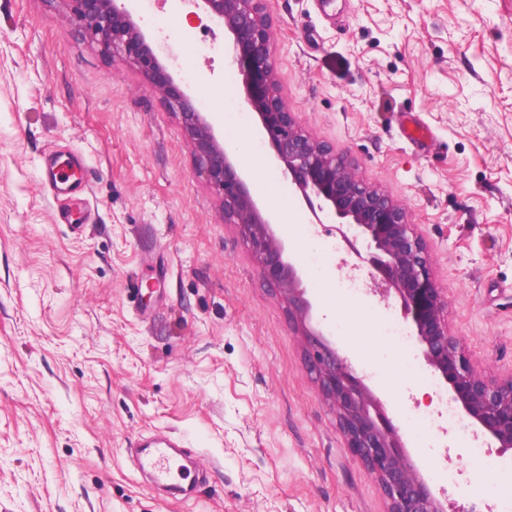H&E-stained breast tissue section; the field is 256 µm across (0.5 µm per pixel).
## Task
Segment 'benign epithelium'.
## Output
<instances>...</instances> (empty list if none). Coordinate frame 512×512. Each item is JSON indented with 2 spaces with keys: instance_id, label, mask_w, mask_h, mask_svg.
Instances as JSON below:
<instances>
[{
  "instance_id": "7a95c632",
  "label": "benign epithelium",
  "mask_w": 512,
  "mask_h": 512,
  "mask_svg": "<svg viewBox=\"0 0 512 512\" xmlns=\"http://www.w3.org/2000/svg\"><path fill=\"white\" fill-rule=\"evenodd\" d=\"M73 20L107 51L123 53L179 115L184 136L221 201L224 223L250 243L261 276L287 303L288 326L301 337L307 366L336 415L346 448L379 483L386 512H445L410 462L400 429L382 416L379 400L356 375L350 357L311 326L312 304L300 268L274 230L276 212L261 202L254 176L240 165L212 113L197 107L173 63L141 25L138 0H63ZM196 11L224 29V63L240 79V101L252 114L288 189L313 210L356 231L365 260L400 302L402 318L425 365L450 391L472 432L512 451V376L478 372L448 326V296L430 271L426 242L405 208L387 191L365 182L352 161L304 132L288 110L272 55L273 23L265 0H191Z\"/></svg>"
}]
</instances>
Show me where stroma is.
I'll use <instances>...</instances> for the list:
<instances>
[{
  "instance_id": "obj_1",
  "label": "stroma",
  "mask_w": 512,
  "mask_h": 512,
  "mask_svg": "<svg viewBox=\"0 0 512 512\" xmlns=\"http://www.w3.org/2000/svg\"><path fill=\"white\" fill-rule=\"evenodd\" d=\"M282 94L302 128L393 194L430 248L450 329L488 375L512 374V0H266ZM154 32L198 105L224 120V31L158 0ZM206 41V52L195 51ZM412 115L428 146L402 134ZM86 183L56 192L48 163ZM278 224L315 321L350 355L446 512L512 482L474 462L464 421L422 431L432 398L414 346L345 226ZM334 243L331 264L312 255ZM362 292L346 298L338 281ZM167 437L185 494L155 485L140 444ZM460 473L443 482L445 467ZM312 380L283 301L225 223L175 113L64 0H0V512H384Z\"/></svg>"
}]
</instances>
